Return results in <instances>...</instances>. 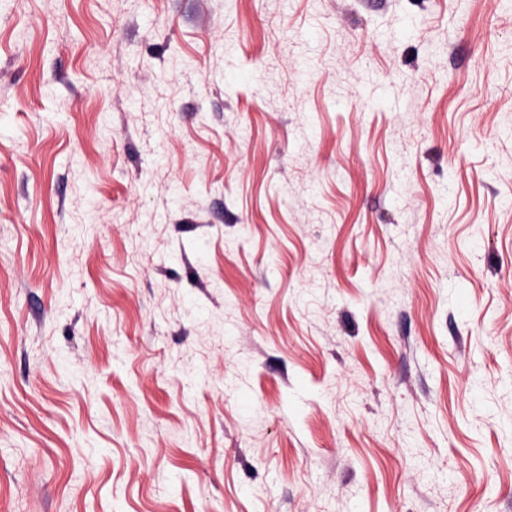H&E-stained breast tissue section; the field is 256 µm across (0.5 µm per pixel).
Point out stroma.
I'll return each mask as SVG.
<instances>
[{
  "label": "stroma",
  "instance_id": "obj_1",
  "mask_svg": "<svg viewBox=\"0 0 512 512\" xmlns=\"http://www.w3.org/2000/svg\"><path fill=\"white\" fill-rule=\"evenodd\" d=\"M0 512H512V0H0Z\"/></svg>",
  "mask_w": 512,
  "mask_h": 512
}]
</instances>
